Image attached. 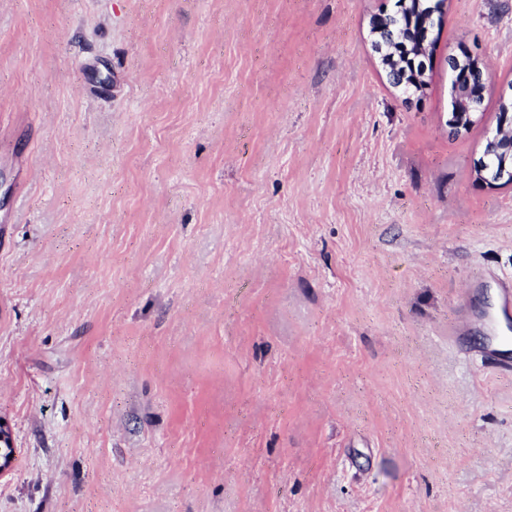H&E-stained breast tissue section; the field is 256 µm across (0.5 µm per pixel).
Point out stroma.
<instances>
[{
    "mask_svg": "<svg viewBox=\"0 0 512 512\" xmlns=\"http://www.w3.org/2000/svg\"><path fill=\"white\" fill-rule=\"evenodd\" d=\"M393 8L0 0V512H512L498 292L461 309L512 280V0H445L411 95ZM483 98L484 95H480L477 99L467 98L465 102L464 100H462L461 102H454V112L451 113V118L448 121L449 126H451V128H453L454 130L459 131V129H466L469 125H471L473 122V118L477 114V112L468 111L471 110L472 102H476L480 106L482 104ZM457 109L460 112H456ZM504 132V128H501V133L496 132L494 135L488 138L487 142L491 144L489 155H496L501 159L500 169L501 177L505 179L508 174L512 175V141H511V130L508 133V140L498 145L501 135Z\"/></svg>",
    "mask_w": 512,
    "mask_h": 512,
    "instance_id": "obj_1",
    "label": "stroma"
}]
</instances>
